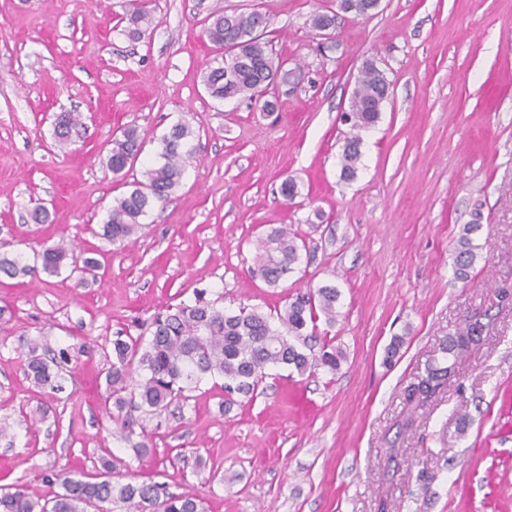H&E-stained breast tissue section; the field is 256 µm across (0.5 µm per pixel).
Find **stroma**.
I'll use <instances>...</instances> for the list:
<instances>
[{
	"instance_id": "stroma-1",
	"label": "stroma",
	"mask_w": 512,
	"mask_h": 512,
	"mask_svg": "<svg viewBox=\"0 0 512 512\" xmlns=\"http://www.w3.org/2000/svg\"><path fill=\"white\" fill-rule=\"evenodd\" d=\"M152 7L134 42L122 0H0V239L28 258L63 240L105 267L94 281L0 279V420L43 416L34 433L0 441V488L46 495L51 472L107 459L113 479L166 484L207 512H512V305L496 296L512 289V0H380L368 17L340 0ZM215 10L269 17L266 38L288 73L267 94L275 110L205 92L201 73L219 59L206 36ZM322 13L333 28L313 27ZM367 60L391 97L346 181L342 115ZM62 112L82 119L64 146ZM180 121L195 137L179 187L129 240L102 239L122 191L106 141L138 127L136 179ZM288 177L291 200L280 193ZM40 204L49 219L36 224ZM476 209L482 250L463 283L454 251ZM283 224L300 261L271 288L249 269L258 240ZM323 284L340 297L335 323L318 319L315 333L342 351L337 372L272 368L228 408L203 383L162 417H139L145 456L102 413L113 337L150 336L158 310L205 288L225 309L273 313ZM477 313L488 316L482 342L403 428L406 388ZM33 340L69 350L63 392L26 379L18 354Z\"/></svg>"
}]
</instances>
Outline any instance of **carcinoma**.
<instances>
[{"mask_svg": "<svg viewBox=\"0 0 512 512\" xmlns=\"http://www.w3.org/2000/svg\"><path fill=\"white\" fill-rule=\"evenodd\" d=\"M126 17L131 25L129 35L138 37L142 28L150 27L154 15L141 0H126ZM268 18L255 13H221L213 16L207 27L208 40L216 49L225 52L217 67L204 69L202 82L209 97L224 101L234 98L253 100L267 91L282 72L269 43L262 40ZM389 82L373 63L361 70L359 84L347 121L351 132L345 138L340 157V176L355 178L361 161V133L374 127L384 106ZM81 126L73 112L56 117L55 137L68 140L71 132ZM194 131L185 123L173 125L159 140L158 157L162 163L151 165L143 179L126 181L127 174L144 150L145 140L138 129L128 127L111 140L106 166L113 178L127 188L115 199L107 220L102 224V238L112 244L123 243L142 228V219L157 204L166 203L180 184L183 156ZM480 210L472 213L471 222L464 225L455 251L454 267L457 279L465 281L481 246L473 243L472 235L481 229ZM0 242V277H36L41 271L57 274L65 261L77 267V258L69 256L64 243L47 245L33 252V259L4 250ZM252 275L261 278L271 288L295 270L299 261V245L285 226L271 228L260 241ZM339 291L331 284L320 285L293 294L283 312L277 314L279 326L271 316L254 308L240 307L228 311L220 306L223 296L212 299L207 291L197 290L194 298L182 301L155 314L148 341L130 336L112 340V363L105 374V391L101 405L106 412L116 409L123 422L130 423L137 413L159 415L171 405L184 402L189 392L210 379L224 392V402L231 406L238 397L251 398L273 367H287L304 375L315 367L334 373L342 353L336 348H320L313 353L309 345L308 324L315 323L321 314L330 324L336 322ZM484 324L480 317L468 320L465 327L448 337L440 360L427 366L425 373L411 384L405 401L411 412L425 406L447 384L455 373L457 358L478 342ZM70 362L68 350L40 348L36 341L28 344L24 374L35 386L53 392L62 390L60 384L64 365ZM104 472L91 478L81 470H61L48 478L58 487L50 495L30 494L17 488L0 492V512H112V505L121 504L125 512H206L204 501L188 494L170 493L162 483L142 481L119 483L112 481L113 465L102 462Z\"/></svg>", "mask_w": 512, "mask_h": 512, "instance_id": "obj_1", "label": "carcinoma"}]
</instances>
